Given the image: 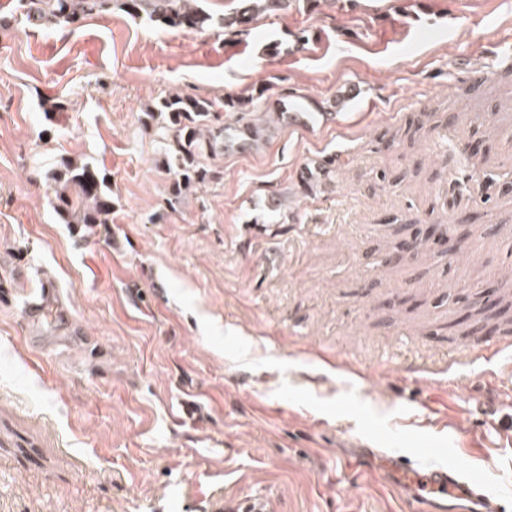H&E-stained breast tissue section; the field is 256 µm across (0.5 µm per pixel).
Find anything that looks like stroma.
<instances>
[{"label": "stroma", "mask_w": 512, "mask_h": 512, "mask_svg": "<svg viewBox=\"0 0 512 512\" xmlns=\"http://www.w3.org/2000/svg\"><path fill=\"white\" fill-rule=\"evenodd\" d=\"M512 0H292L250 35L0 0V512H408L361 449L473 471L512 512V373L454 321L512 302ZM315 103L171 202L144 110L169 90ZM429 113L430 133L379 138ZM483 127L482 156L474 114ZM346 165L310 194L298 175ZM94 163L95 235L47 172ZM287 196L271 214L270 196ZM455 225V270L426 224ZM425 252L389 269L413 236ZM53 289L50 317L27 303ZM26 16L44 22H73L79 18L100 15L112 0H20Z\"/></svg>", "instance_id": "stroma-1"}]
</instances>
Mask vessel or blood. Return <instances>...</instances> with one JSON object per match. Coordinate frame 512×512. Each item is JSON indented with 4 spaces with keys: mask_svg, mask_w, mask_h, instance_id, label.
<instances>
[{
    "mask_svg": "<svg viewBox=\"0 0 512 512\" xmlns=\"http://www.w3.org/2000/svg\"><path fill=\"white\" fill-rule=\"evenodd\" d=\"M381 463L395 474L398 489L415 512H448L449 507L460 504L467 512L500 510L497 498L459 465L423 469L409 457L392 454L382 455Z\"/></svg>",
    "mask_w": 512,
    "mask_h": 512,
    "instance_id": "b4317fda",
    "label": "vessel or blood"
}]
</instances>
